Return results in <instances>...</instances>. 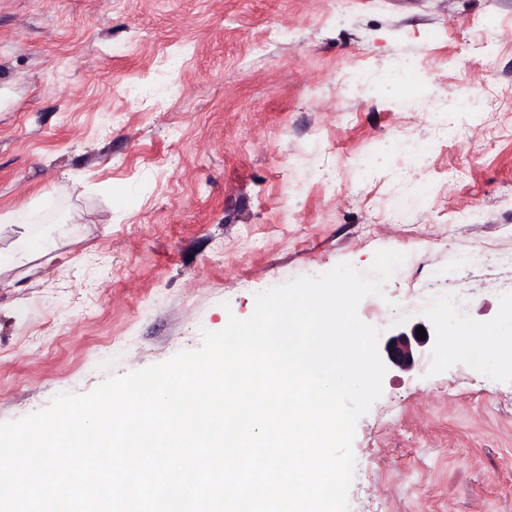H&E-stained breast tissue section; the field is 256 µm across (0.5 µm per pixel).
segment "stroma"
<instances>
[{"label":"stroma","mask_w":512,"mask_h":512,"mask_svg":"<svg viewBox=\"0 0 512 512\" xmlns=\"http://www.w3.org/2000/svg\"><path fill=\"white\" fill-rule=\"evenodd\" d=\"M405 56L411 110L346 82ZM464 92L489 109L446 112ZM404 131L426 169L386 150ZM18 210L55 245L0 272V421L393 249L359 316L431 338L357 422L349 512H512V0H0V215ZM454 336L481 338L478 384Z\"/></svg>","instance_id":"obj_1"}]
</instances>
